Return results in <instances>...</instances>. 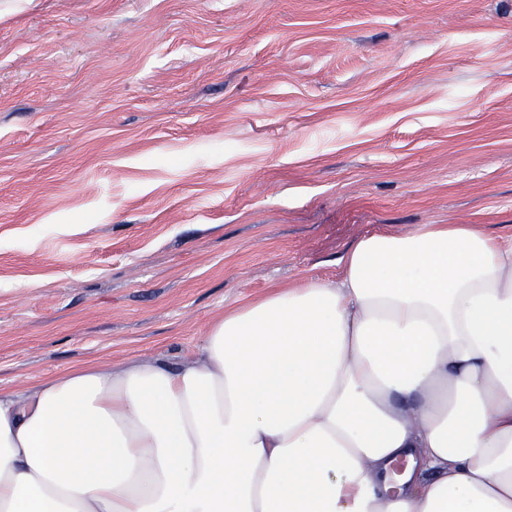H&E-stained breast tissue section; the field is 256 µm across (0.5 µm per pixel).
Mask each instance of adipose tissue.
<instances>
[{
  "instance_id": "obj_1",
  "label": "adipose tissue",
  "mask_w": 512,
  "mask_h": 512,
  "mask_svg": "<svg viewBox=\"0 0 512 512\" xmlns=\"http://www.w3.org/2000/svg\"><path fill=\"white\" fill-rule=\"evenodd\" d=\"M171 363L0 387V512H512V236H363Z\"/></svg>"
}]
</instances>
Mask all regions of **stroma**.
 <instances>
[{"instance_id":"1","label":"stroma","mask_w":512,"mask_h":512,"mask_svg":"<svg viewBox=\"0 0 512 512\" xmlns=\"http://www.w3.org/2000/svg\"><path fill=\"white\" fill-rule=\"evenodd\" d=\"M423 224L512 236V0H0V387Z\"/></svg>"}]
</instances>
